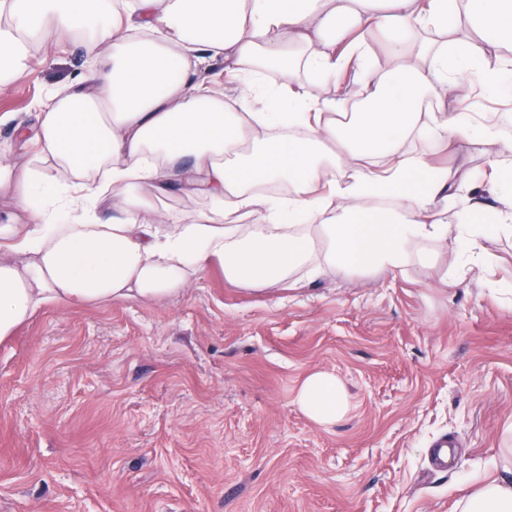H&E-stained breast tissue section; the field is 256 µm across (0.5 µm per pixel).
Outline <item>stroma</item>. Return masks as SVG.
I'll use <instances>...</instances> for the list:
<instances>
[{"instance_id": "stroma-1", "label": "stroma", "mask_w": 512, "mask_h": 512, "mask_svg": "<svg viewBox=\"0 0 512 512\" xmlns=\"http://www.w3.org/2000/svg\"><path fill=\"white\" fill-rule=\"evenodd\" d=\"M85 64L38 54L0 113L32 124ZM318 369L351 402L328 427L293 402ZM510 424L512 310L477 288L412 266L254 291L213 270L162 300L43 308L0 342V512H458Z\"/></svg>"}]
</instances>
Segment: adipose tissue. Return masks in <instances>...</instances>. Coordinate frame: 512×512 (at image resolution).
I'll return each instance as SVG.
<instances>
[{"mask_svg": "<svg viewBox=\"0 0 512 512\" xmlns=\"http://www.w3.org/2000/svg\"><path fill=\"white\" fill-rule=\"evenodd\" d=\"M373 40L386 70L371 64ZM74 42L86 71L17 126L28 165H0L17 202L0 219V341L43 306L160 300L213 267L264 290L332 270L433 269L442 246L455 256L444 285L477 268L512 303L480 246L512 237V170L461 181L431 157L461 143L512 155L511 112L439 100L462 71L512 99V0H0V88L35 49ZM218 58L238 86L232 107L221 80L197 76ZM302 73L319 96L297 89ZM348 93L362 105L339 113ZM176 195L192 208L171 207ZM294 402L321 426L350 408L325 370ZM465 486L461 512H512V479Z\"/></svg>", "mask_w": 512, "mask_h": 512, "instance_id": "ef3b65f1", "label": "adipose tissue"}]
</instances>
